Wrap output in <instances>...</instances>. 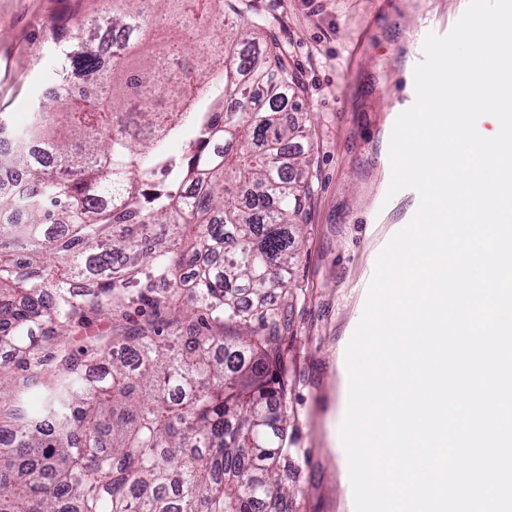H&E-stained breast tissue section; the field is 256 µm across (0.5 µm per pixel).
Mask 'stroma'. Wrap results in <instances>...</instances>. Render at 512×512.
<instances>
[{
	"mask_svg": "<svg viewBox=\"0 0 512 512\" xmlns=\"http://www.w3.org/2000/svg\"><path fill=\"white\" fill-rule=\"evenodd\" d=\"M306 86L310 193L288 322V441L299 454L289 479L293 512H351L336 452L345 412L346 348L362 318L374 261L415 209L409 191L381 203L392 116L422 22L451 26L462 0H246ZM91 0H0V110L22 129L51 86L57 22L76 25Z\"/></svg>",
	"mask_w": 512,
	"mask_h": 512,
	"instance_id": "obj_1",
	"label": "stroma"
}]
</instances>
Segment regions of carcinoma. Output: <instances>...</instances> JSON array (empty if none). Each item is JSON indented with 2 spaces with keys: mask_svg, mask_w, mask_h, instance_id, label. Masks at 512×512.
Segmentation results:
<instances>
[{
  "mask_svg": "<svg viewBox=\"0 0 512 512\" xmlns=\"http://www.w3.org/2000/svg\"><path fill=\"white\" fill-rule=\"evenodd\" d=\"M94 2L53 43L96 94L0 149L25 176L0 194V512H289L269 298L309 194L299 78L239 0Z\"/></svg>",
  "mask_w": 512,
  "mask_h": 512,
  "instance_id": "cac0c4a2",
  "label": "carcinoma"
}]
</instances>
